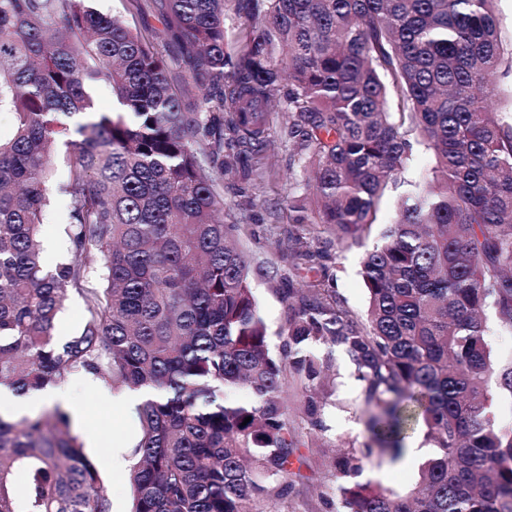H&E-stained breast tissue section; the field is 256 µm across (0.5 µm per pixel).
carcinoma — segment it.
<instances>
[{"label": "carcinoma", "instance_id": "1", "mask_svg": "<svg viewBox=\"0 0 512 512\" xmlns=\"http://www.w3.org/2000/svg\"><path fill=\"white\" fill-rule=\"evenodd\" d=\"M495 2L162 0L154 30L95 0H0V110L14 117L0 137V386L23 394L84 371L156 392L136 409L131 512H279L297 447L288 378L322 426L315 346L346 352L367 413L362 450L331 458L345 479L334 512H512V429L493 411L512 360L494 358L486 322L491 309L512 329V118L497 108L512 47ZM100 81L118 111H93ZM274 112L291 175L312 182L288 201L292 223L318 233L292 238L297 260L326 253L322 233L344 247L376 224L410 136L437 160L365 255L366 318L334 288H290L278 356L238 225L218 219L224 176L268 146ZM58 198L68 245L50 265L39 235ZM72 289L85 316L59 341ZM238 389L248 399L228 397ZM419 419L438 455L417 490L353 481L374 455L399 459ZM0 512H111L59 408L0 415Z\"/></svg>", "mask_w": 512, "mask_h": 512}]
</instances>
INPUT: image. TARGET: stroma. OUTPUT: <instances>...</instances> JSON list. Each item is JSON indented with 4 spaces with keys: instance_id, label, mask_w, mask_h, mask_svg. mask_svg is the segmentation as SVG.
I'll use <instances>...</instances> for the list:
<instances>
[{
    "instance_id": "35a3bbf8",
    "label": "stroma",
    "mask_w": 512,
    "mask_h": 512,
    "mask_svg": "<svg viewBox=\"0 0 512 512\" xmlns=\"http://www.w3.org/2000/svg\"><path fill=\"white\" fill-rule=\"evenodd\" d=\"M289 155L287 142L280 135H273L265 152V187L253 208L244 206L243 190L248 183L241 177H226L220 188L224 198V221L241 225L242 241L256 261L251 285L268 326L269 347L275 353L280 351L284 340L288 307L285 288L290 285L298 289L306 287L307 283L320 276L319 271L293 267L289 245L299 227L288 221L287 200L294 190V182L288 177ZM431 166V153L423 144H415L413 162L397 185L387 192L377 213L378 223L387 222L395 201L407 191L409 182L424 176ZM376 240V234L372 233L345 248L333 242L327 246L331 258L326 265L334 287L349 309L360 315L367 308L361 265ZM317 353L330 363L318 389L319 396L325 401L322 429H310L297 385L290 381L284 385L288 420L298 438L293 465L298 476L293 481L292 492L280 504L281 512H325L324 497L336 494V477L329 467L334 449H358L366 441L362 385L356 377L354 365L340 348L321 347ZM65 387L84 410L83 415L71 419L72 432L81 438L139 433L136 413L117 404L109 408L95 406L92 395L85 387L77 385L75 379H68ZM88 455L103 480L112 502V512H129L127 470H112L111 448H92ZM359 480L389 492L406 494L417 486L419 466L402 459L392 462L373 458L365 461Z\"/></svg>"
}]
</instances>
